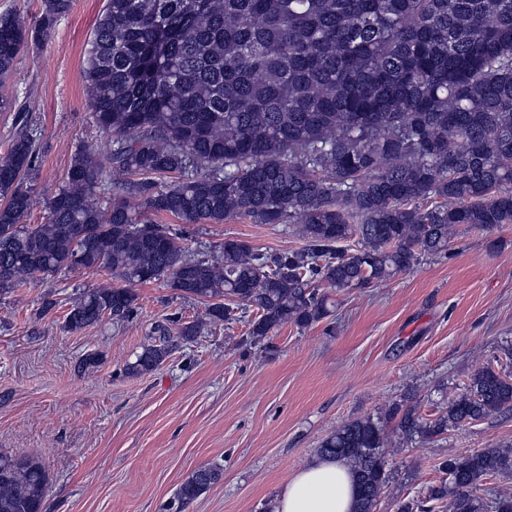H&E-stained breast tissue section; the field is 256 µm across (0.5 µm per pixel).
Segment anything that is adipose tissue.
I'll use <instances>...</instances> for the list:
<instances>
[{"mask_svg": "<svg viewBox=\"0 0 512 512\" xmlns=\"http://www.w3.org/2000/svg\"><path fill=\"white\" fill-rule=\"evenodd\" d=\"M354 480L342 460L313 459L283 485L275 512H353Z\"/></svg>", "mask_w": 512, "mask_h": 512, "instance_id": "obj_1", "label": "adipose tissue"}]
</instances>
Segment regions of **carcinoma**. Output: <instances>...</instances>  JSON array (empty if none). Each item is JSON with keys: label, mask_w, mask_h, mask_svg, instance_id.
I'll return each mask as SVG.
<instances>
[{"label": "carcinoma", "mask_w": 512, "mask_h": 512, "mask_svg": "<svg viewBox=\"0 0 512 512\" xmlns=\"http://www.w3.org/2000/svg\"><path fill=\"white\" fill-rule=\"evenodd\" d=\"M70 7L43 0L34 26L0 15V87ZM84 86L112 148L76 150L44 224L25 223L24 180L38 158L28 116L0 95V112L18 125L0 160V291L75 269L121 281L78 293L72 331L129 320L133 286L162 278L208 303L213 322L254 313L257 342L329 317L327 288L380 283L447 252L460 226L512 224V0H107ZM115 174L128 179L113 183L103 208L96 196ZM158 214L296 224L305 247L266 254L229 239L219 261L190 258L153 222ZM349 239L357 246L344 248ZM201 332L197 320L156 325L125 373L157 369ZM509 411L512 372L489 362L435 417L404 400L342 422L318 451L349 462L354 512H377L394 478L388 448ZM438 469L443 477L396 512H512L508 488L480 492L484 479L512 476L511 446ZM222 476L193 470L180 507ZM49 483L37 457L0 452V512H42Z\"/></svg>", "instance_id": "1"}]
</instances>
